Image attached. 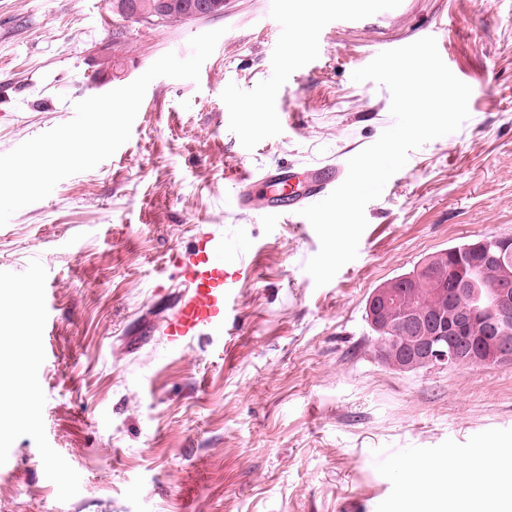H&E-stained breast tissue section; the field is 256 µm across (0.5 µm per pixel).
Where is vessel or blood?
<instances>
[{
	"label": "vessel or blood",
	"instance_id": "1",
	"mask_svg": "<svg viewBox=\"0 0 512 512\" xmlns=\"http://www.w3.org/2000/svg\"><path fill=\"white\" fill-rule=\"evenodd\" d=\"M345 178L344 169L335 164L314 165L301 174L293 167L275 165L258 176L240 174L227 200L235 209H251L255 188L261 184L270 189L263 200V211L282 216L320 201ZM228 258L237 266V280L224 275V261ZM177 261L185 288L159 329L166 346L174 351L185 349L201 337L223 334L237 281L253 272L245 246L212 234L203 236L194 247L180 253Z\"/></svg>",
	"mask_w": 512,
	"mask_h": 512
}]
</instances>
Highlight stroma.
<instances>
[{
    "instance_id": "obj_1",
    "label": "stroma",
    "mask_w": 512,
    "mask_h": 512,
    "mask_svg": "<svg viewBox=\"0 0 512 512\" xmlns=\"http://www.w3.org/2000/svg\"><path fill=\"white\" fill-rule=\"evenodd\" d=\"M283 8L311 14L308 29L266 0L163 26L114 18L112 0H0V154L224 31L199 81L149 84L111 158L0 227V290L36 278L46 313L24 383L37 408L0 430V512H398L413 461L499 480L477 450L512 440V364L401 373L364 317L373 288L427 255L512 236V0H401L356 19L336 0ZM433 33L470 116L410 153L366 205L357 258L315 287L306 218L224 197L238 169L339 164L373 144L390 93L353 71ZM263 98L274 111L246 112ZM209 233L252 251L235 333L168 350L174 258Z\"/></svg>"
}]
</instances>
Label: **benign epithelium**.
<instances>
[{"label":"benign epithelium","instance_id":"benign-epithelium-1","mask_svg":"<svg viewBox=\"0 0 512 512\" xmlns=\"http://www.w3.org/2000/svg\"><path fill=\"white\" fill-rule=\"evenodd\" d=\"M477 265L490 278L485 296L493 307L488 319L465 297L459 274L448 276L440 259L428 263L433 282L446 296L435 311L401 304L399 292L383 288L372 292L366 309L370 324L387 333L378 343L379 357L400 372L421 369L453 370L459 365L512 364V277L502 269L512 262V240L483 239L476 248Z\"/></svg>","mask_w":512,"mask_h":512}]
</instances>
